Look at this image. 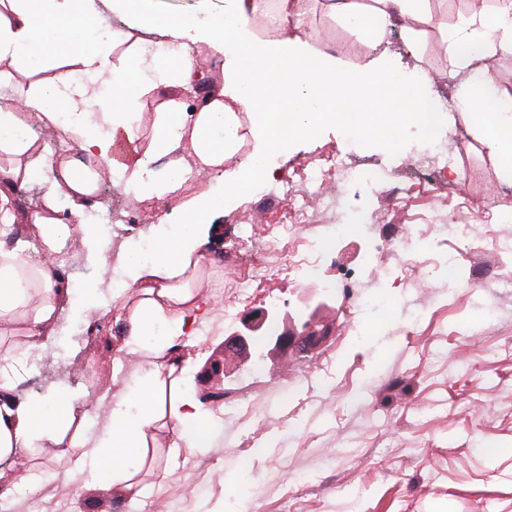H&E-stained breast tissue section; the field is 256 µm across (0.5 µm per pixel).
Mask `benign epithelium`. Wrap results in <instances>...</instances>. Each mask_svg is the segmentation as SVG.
I'll list each match as a JSON object with an SVG mask.
<instances>
[{"label": "benign epithelium", "instance_id": "benign-epithelium-1", "mask_svg": "<svg viewBox=\"0 0 512 512\" xmlns=\"http://www.w3.org/2000/svg\"><path fill=\"white\" fill-rule=\"evenodd\" d=\"M326 333L316 329L315 313H310L300 320L290 319L284 323L279 309L275 306L261 309L240 321V326L230 331L224 337L221 354L233 350L237 361L234 367H229L225 361L211 357L204 366L203 377L210 385V393L214 397L212 402L224 399V385L226 381L240 370L241 363L251 357L264 360L273 355H286L293 353L298 356L305 355L323 339Z\"/></svg>", "mask_w": 512, "mask_h": 512}]
</instances>
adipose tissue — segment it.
I'll use <instances>...</instances> for the list:
<instances>
[{"label": "adipose tissue", "instance_id": "ef3b65f1", "mask_svg": "<svg viewBox=\"0 0 512 512\" xmlns=\"http://www.w3.org/2000/svg\"><path fill=\"white\" fill-rule=\"evenodd\" d=\"M264 0H225L220 15L174 12L157 0H0V90H16L22 67L47 64L55 46L69 49L68 71L35 88L17 92L14 105L0 108V336L19 337L16 351L0 353V496L16 484L13 461L30 448L49 449L65 437L80 448L70 461L79 475L91 471V486L136 504L155 474L157 451L208 447L218 418L205 414L192 395V365L179 356L181 343L197 334L211 312L204 286L222 267L223 256L210 239L215 210L250 192L267 177V157L287 151L291 141L315 136L323 126L354 123L369 137L389 141L396 128H441L445 107L433 101L423 112L413 88L397 78L385 55L366 63L343 61L317 50L304 29L305 0H278L280 35H259ZM135 20L158 35L166 55L137 43L128 55H116L117 30L99 35L105 12ZM345 24L379 47L390 27L406 20L410 41L422 39L437 20L430 0H340ZM443 38L457 80V110L480 132L483 144L503 176L512 179V98L503 99L493 81L475 86L476 62L512 56V0H495ZM238 52L225 59L230 77L221 94L208 96L194 112H183L180 91L197 81L193 53L204 45L223 57L225 42ZM105 76L109 90L76 80V73ZM171 90L167 111L156 113L153 139L139 146L141 114L137 104L149 90ZM52 127L72 135L77 148L64 154L40 147L35 128ZM126 135L130 160L113 161L117 135ZM190 144L197 173L215 175L222 194L202 193L185 207L187 232L160 239L158 260L126 259L129 281L113 289L105 307L121 330L122 347L146 356L148 369L133 386L113 395L103 390L95 401L108 407L111 421L86 433L76 421L85 397L60 389L58 405L47 416L39 402L16 397L24 367L20 355L45 349L69 288L59 271L67 244L86 233L85 209L93 192L86 158L108 160L114 182L149 201L178 197L186 170L178 156ZM252 150L245 164L231 166L243 145ZM42 183L47 194L66 190L71 222H62L51 205L29 209L25 220L37 238L41 259L29 261L27 243L10 239L16 222L19 189Z\"/></svg>", "mask_w": 512, "mask_h": 512}]
</instances>
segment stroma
Returning <instances> with one entry per match:
<instances>
[{"mask_svg": "<svg viewBox=\"0 0 512 512\" xmlns=\"http://www.w3.org/2000/svg\"><path fill=\"white\" fill-rule=\"evenodd\" d=\"M308 24L332 32L319 48L339 50L351 61L372 58L367 38L324 6L316 7ZM379 49L403 79L414 82L431 71L429 94L454 100L455 82L436 66L446 53L439 35L413 48L396 26ZM424 135L421 127L406 126L393 146L362 137L352 147L342 127H324L315 137L292 142L287 154L270 156L267 180L215 216L225 254L246 253L250 262L215 275L208 333L189 347L193 362L206 359L214 337L265 306L269 293L280 296L281 312L296 313L312 284L289 271L287 252L263 248L261 241L269 225L294 221L281 186L304 190L306 171L332 154L346 159L352 194L338 212L316 211L314 223L302 231L312 236L320 225L345 224L321 277L334 281L352 270L357 278L318 311L329 335L308 359L245 363L244 375L223 400V424L209 447L184 449L173 458L160 453L158 468L165 476L153 479L136 512H512V290L495 298L496 322H488L483 308L492 296L485 275L502 261L490 242L512 237V224L493 217L470 220L487 197L512 208V180L501 178L476 132L458 119L439 135L466 157L468 171L449 175L446 189H433L425 168L411 157ZM373 167L388 170L412 199L368 192L366 175ZM98 174L91 210L111 217L115 238L99 240L94 254L74 243L79 269L63 272L73 285L71 299L49 341L65 356L54 360L51 372L25 370L16 389L19 398L43 400L48 409V389L117 393L146 371L141 357L118 356L121 341L104 306L114 281L125 278V255L137 252L143 238L180 232L185 219L177 203L148 204L115 188L109 166ZM450 210L469 225L468 239L426 236L414 245L438 258L457 252V293L449 294L442 270L425 280L410 271L405 288L393 280L378 283L377 270L397 260L375 249V239L389 231L403 235L408 224L438 223ZM257 264L280 274L270 281L252 279L250 299L236 301L237 288ZM353 294L365 299L363 309L352 307ZM229 306L234 314L228 318ZM351 322L357 335L345 333ZM356 391L361 397L355 401ZM255 442L263 448L257 455ZM72 453L65 442L50 454L28 452L9 512H31L36 504L42 512H94L98 492L71 476Z\"/></svg>", "mask_w": 512, "mask_h": 512, "instance_id": "35a3bbf8", "label": "stroma"}]
</instances>
